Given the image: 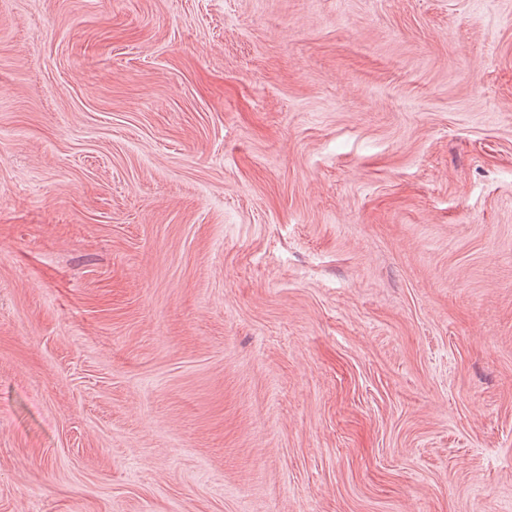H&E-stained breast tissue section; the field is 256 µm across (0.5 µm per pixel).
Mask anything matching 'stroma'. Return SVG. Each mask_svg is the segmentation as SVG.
<instances>
[{
  "label": "stroma",
  "mask_w": 512,
  "mask_h": 512,
  "mask_svg": "<svg viewBox=\"0 0 512 512\" xmlns=\"http://www.w3.org/2000/svg\"><path fill=\"white\" fill-rule=\"evenodd\" d=\"M0 512H512V0H0Z\"/></svg>",
  "instance_id": "35a3bbf8"
}]
</instances>
